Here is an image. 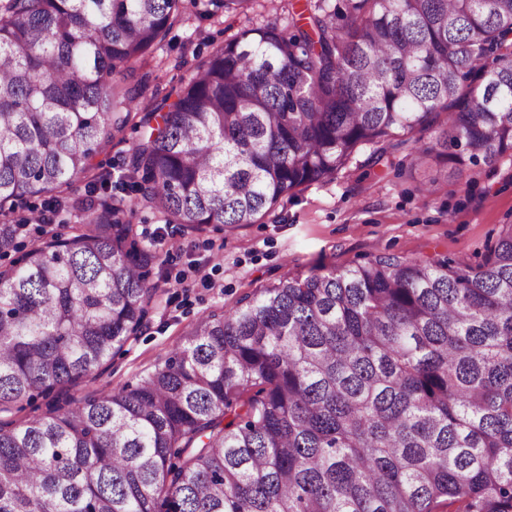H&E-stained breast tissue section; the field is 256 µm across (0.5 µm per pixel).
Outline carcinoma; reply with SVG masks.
Here are the masks:
<instances>
[{
	"label": "carcinoma",
	"instance_id": "obj_1",
	"mask_svg": "<svg viewBox=\"0 0 512 512\" xmlns=\"http://www.w3.org/2000/svg\"><path fill=\"white\" fill-rule=\"evenodd\" d=\"M186 0H0V411L100 373L160 253L96 196L128 76ZM211 13L253 0H209ZM125 177L167 224L235 229L396 138L417 162L512 156V0H306L153 97ZM73 203L68 237L15 223ZM512 512V224L483 261L379 255L210 313L117 390L0 425V512Z\"/></svg>",
	"mask_w": 512,
	"mask_h": 512
}]
</instances>
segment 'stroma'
<instances>
[{
  "label": "stroma",
  "mask_w": 512,
  "mask_h": 512,
  "mask_svg": "<svg viewBox=\"0 0 512 512\" xmlns=\"http://www.w3.org/2000/svg\"><path fill=\"white\" fill-rule=\"evenodd\" d=\"M299 7L298 0H255L247 11L211 18L187 9L184 22L139 69L147 77L144 103L186 85L198 65L241 32L267 23L286 26L289 12ZM139 137L127 127L96 156V172L109 176V201L129 211L140 243H155L160 252L149 274L155 293L141 332L113 355L105 372L64 390L67 399L135 382L182 346L203 314L231 310L284 276H304L320 265L353 267L380 254L446 255L475 264L502 226L512 224V160L452 167L437 181L416 166L410 141L389 147L373 166L356 157L335 181L303 188L256 223L184 231L140 206L137 193L118 181Z\"/></svg>",
  "instance_id": "35a3bbf8"
}]
</instances>
